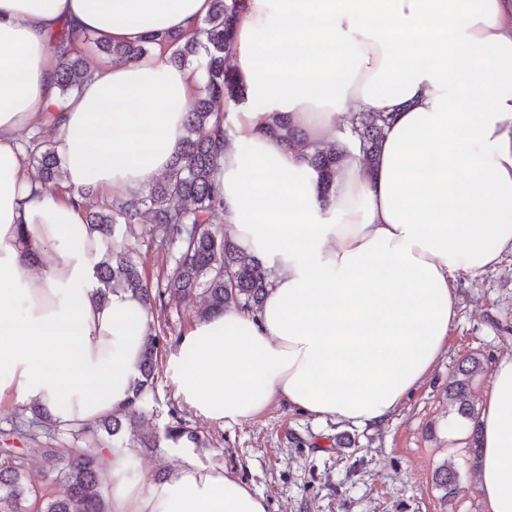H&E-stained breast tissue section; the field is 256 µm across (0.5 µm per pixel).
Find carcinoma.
Instances as JSON below:
<instances>
[{
	"label": "carcinoma",
	"instance_id": "cac0c4a2",
	"mask_svg": "<svg viewBox=\"0 0 512 512\" xmlns=\"http://www.w3.org/2000/svg\"><path fill=\"white\" fill-rule=\"evenodd\" d=\"M245 0H212V11L204 25L191 35L170 32L150 36L143 42L110 43L92 38L85 32L61 28L51 43L60 58L56 85L61 96L79 90L89 76L83 53L89 45L112 56L114 60L134 62L156 46L175 65H194L202 74L201 93L187 106L184 114L185 136L179 152L164 175L147 189L129 199H117L108 212L93 209V189L80 193L78 205L85 211L88 233L101 237L106 252L96 265L102 285L101 295L123 290L137 297L146 310L165 297L175 296L191 303L203 298L199 309L202 319L224 313L227 309L255 314L262 306L270 286L269 269L255 254L246 251L223 226L212 224L213 214L221 211L223 201L215 183V174L227 141L224 113L216 108L226 99H244L232 59L234 32ZM386 117L379 112H356L348 119V141L338 146L315 148L302 158L316 174L318 197L330 202L336 173L343 162L358 149L361 169L370 170L384 135ZM265 133L289 146L300 144L299 131L285 115H276ZM45 181L62 177L63 161L56 147L47 146L32 155ZM152 225L146 233L165 246V267L153 288L139 266L129 257L126 242L118 239L117 228L132 234L145 216ZM166 336L150 324L140 365L141 378L135 381L128 407L132 411L108 415L93 425L71 432L79 448L44 449L39 469L33 470L24 454L14 448H0V512H110L102 490L105 474L103 437L112 439L109 452L123 448H159L169 442L179 447L208 448L210 439L173 415L161 431L140 430L149 395L153 392ZM480 361L467 356L458 367L456 379L448 385V400L457 414L473 421L470 448L473 459L479 455V428L474 422L475 409L470 382ZM13 431L29 440H53L59 434L42 410L20 412L12 421ZM435 482L443 497L458 493L454 468L445 463L435 471Z\"/></svg>",
	"mask_w": 512,
	"mask_h": 512
}]
</instances>
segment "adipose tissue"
I'll use <instances>...</instances> for the list:
<instances>
[{"mask_svg":"<svg viewBox=\"0 0 512 512\" xmlns=\"http://www.w3.org/2000/svg\"><path fill=\"white\" fill-rule=\"evenodd\" d=\"M211 0H0V397L36 403L58 428L126 408L150 316L131 294L98 300L95 260L72 194L126 199L169 167L202 79L152 50L96 66L60 98L61 25L139 42L200 25ZM246 101L216 175L222 218L272 271L261 309L195 323L169 359L175 394L231 426L281 399L299 412L379 426L430 375L457 317L456 275L512 249V0H247L235 30ZM388 114L376 166L344 163L329 204L298 153L264 135L285 114L307 143L349 113ZM56 115L63 196L28 172L23 131ZM48 251L45 268L21 241ZM476 490L512 512V356L478 414ZM109 456L110 512H268L224 469L184 459L133 481Z\"/></svg>","mask_w":512,"mask_h":512,"instance_id":"adipose-tissue-1","label":"adipose tissue"}]
</instances>
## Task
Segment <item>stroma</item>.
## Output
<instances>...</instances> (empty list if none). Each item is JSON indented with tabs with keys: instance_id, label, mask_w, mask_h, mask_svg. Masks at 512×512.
Returning a JSON list of instances; mask_svg holds the SVG:
<instances>
[{
	"instance_id": "stroma-1",
	"label": "stroma",
	"mask_w": 512,
	"mask_h": 512,
	"mask_svg": "<svg viewBox=\"0 0 512 512\" xmlns=\"http://www.w3.org/2000/svg\"><path fill=\"white\" fill-rule=\"evenodd\" d=\"M453 286L458 317L447 349L433 373L377 428L317 419L280 399L259 416L226 427L182 404L170 373L159 371L146 405L147 428H164L176 413L207 434L213 447L197 454L178 447L141 452L140 481L193 455L252 486L267 500L269 512H485L475 488L469 434L453 430L461 418L448 401V385L464 357H477L481 368L471 387L474 398H481L496 361L512 356V252L493 270L457 275ZM153 315L169 353L197 320L194 307L172 299ZM446 461L460 487L449 499L434 479Z\"/></svg>"
}]
</instances>
